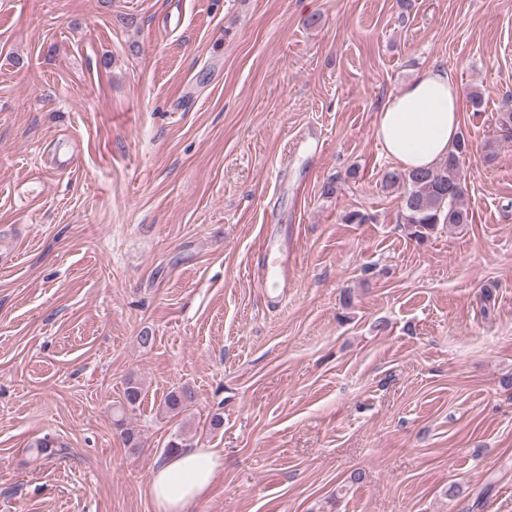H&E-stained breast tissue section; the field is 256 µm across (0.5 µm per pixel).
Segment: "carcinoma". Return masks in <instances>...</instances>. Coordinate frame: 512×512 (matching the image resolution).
<instances>
[{"label":"carcinoma","instance_id":"cac0c4a2","mask_svg":"<svg viewBox=\"0 0 512 512\" xmlns=\"http://www.w3.org/2000/svg\"><path fill=\"white\" fill-rule=\"evenodd\" d=\"M468 151L469 142L461 134L448 154L434 166L409 171L394 169L384 173V189H403L398 224L408 238L421 244L432 236L440 224L454 227L469 224L460 169L461 159ZM195 401L194 390L183 385L164 396L163 408L166 413L179 416L189 411ZM115 426L128 447H140L139 436L125 427L123 419H117Z\"/></svg>","mask_w":512,"mask_h":512}]
</instances>
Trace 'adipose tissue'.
<instances>
[{
  "mask_svg": "<svg viewBox=\"0 0 512 512\" xmlns=\"http://www.w3.org/2000/svg\"><path fill=\"white\" fill-rule=\"evenodd\" d=\"M460 132V91L448 68L431 63L376 115L374 136L403 169L428 168L447 155ZM222 468L210 448L184 449L153 470L146 494L156 512H193Z\"/></svg>",
  "mask_w": 512,
  "mask_h": 512,
  "instance_id": "adipose-tissue-1",
  "label": "adipose tissue"
}]
</instances>
